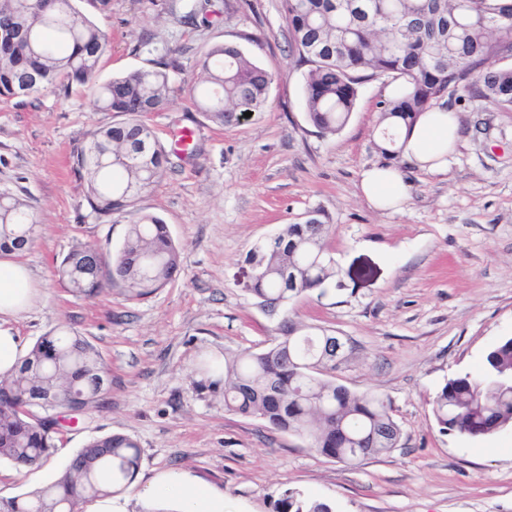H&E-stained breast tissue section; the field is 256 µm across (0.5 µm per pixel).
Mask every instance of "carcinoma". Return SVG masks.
<instances>
[{"label":"carcinoma","instance_id":"cac0c4a2","mask_svg":"<svg viewBox=\"0 0 512 512\" xmlns=\"http://www.w3.org/2000/svg\"><path fill=\"white\" fill-rule=\"evenodd\" d=\"M295 50L311 63L305 80L307 120L323 135L348 122L362 79L395 85L381 102L378 149L401 152L397 139L448 92L512 106V67L489 61L512 49L509 0H282ZM0 98L42 92L66 94L82 86L100 112L118 117L91 133L74 155L86 200L99 215L123 214L162 176L168 154L151 135L143 114L168 102V64L137 69L100 82L106 30L84 15L77 0H0ZM189 94L209 121L238 124L244 113L266 109L275 77L232 44L211 47L199 62ZM312 224H284L255 246L250 293L279 319L280 337L259 351L224 356L213 368L223 378L224 409L259 417L271 429L304 437L318 453L353 464L398 446L401 429L390 402L355 392L321 369L336 368V337L320 327L298 326L290 311L300 297L336 280L329 225L317 213ZM37 220L24 200L0 191V249L34 241ZM179 250L167 225L140 215L128 225L112 260L94 249L72 250L55 276L75 294L119 287L140 300L179 272ZM104 363L96 348L61 325L40 337L18 374L0 379V460L16 467L41 465L54 451L53 432L19 411L35 397H57L42 406L51 416L66 402L94 406L104 388ZM432 412L441 430L481 438L512 425V337L487 352L478 375L446 380ZM141 466L137 444L122 434L87 442L51 483L22 497L0 501V512H79L88 500L118 494ZM274 512H333L323 501L287 490Z\"/></svg>","mask_w":512,"mask_h":512}]
</instances>
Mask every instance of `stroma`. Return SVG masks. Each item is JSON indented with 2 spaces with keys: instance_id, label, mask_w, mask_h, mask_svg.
Listing matches in <instances>:
<instances>
[{
  "instance_id": "stroma-1",
  "label": "stroma",
  "mask_w": 512,
  "mask_h": 512,
  "mask_svg": "<svg viewBox=\"0 0 512 512\" xmlns=\"http://www.w3.org/2000/svg\"><path fill=\"white\" fill-rule=\"evenodd\" d=\"M206 22H189L200 2ZM109 34L99 80L169 65L166 107L144 113L160 142L194 132L198 154L172 158L134 213L167 224L180 250L176 278L154 295L114 288L77 295L56 266L74 248L115 255L130 216H101L85 199L73 154L111 122L85 89L0 98V190L25 200L38 226L22 260L35 298L13 326L26 346L65 325L98 350L110 381L96 407L56 436L54 453L18 474L0 461V498L50 483L92 438L130 437L141 452L118 497L143 512L139 494L177 474L220 493L224 512H273L288 489L333 512H512V427L471 439L443 432L432 413L439 387L477 374L486 353L512 336V108L446 96L461 136L440 171L377 149L380 103L393 93L363 81L341 131L317 133L306 118L308 64L293 48L282 0H78ZM237 45L271 72L268 107L233 127L205 119L188 89L202 54ZM393 164L406 194L400 210L375 209L364 169ZM321 211L340 285L294 305V319L351 339L334 372L354 391L387 397L401 428L393 451L347 465L258 418L224 409V385L206 366L269 346L276 322L247 291L246 257L280 225Z\"/></svg>"
}]
</instances>
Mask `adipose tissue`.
<instances>
[{
	"instance_id": "1",
	"label": "adipose tissue",
	"mask_w": 512,
	"mask_h": 512,
	"mask_svg": "<svg viewBox=\"0 0 512 512\" xmlns=\"http://www.w3.org/2000/svg\"><path fill=\"white\" fill-rule=\"evenodd\" d=\"M458 135L455 118L444 109L434 108L418 118L403 153L419 168L440 170ZM361 191L375 208H393L403 200V179L393 167H372L361 174ZM33 297L28 267L17 253L5 252L0 257V376L13 374L21 364L23 342L11 322L30 308ZM141 497L147 512H162L166 507L175 512H224L223 495L182 476L159 477Z\"/></svg>"
}]
</instances>
